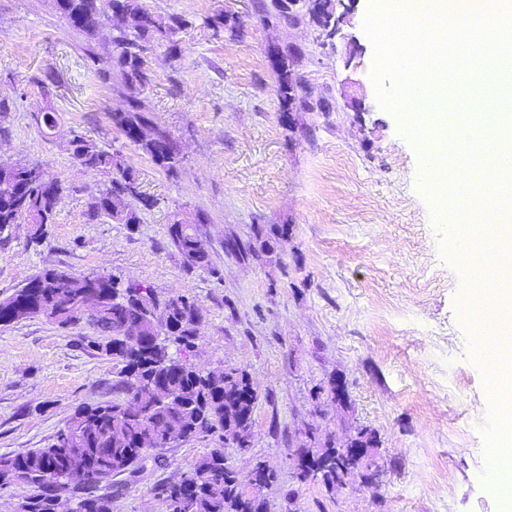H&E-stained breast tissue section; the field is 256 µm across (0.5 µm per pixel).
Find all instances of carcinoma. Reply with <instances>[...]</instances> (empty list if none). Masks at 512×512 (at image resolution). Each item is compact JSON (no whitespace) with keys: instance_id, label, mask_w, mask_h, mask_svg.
<instances>
[{"instance_id":"cac0c4a2","label":"carcinoma","mask_w":512,"mask_h":512,"mask_svg":"<svg viewBox=\"0 0 512 512\" xmlns=\"http://www.w3.org/2000/svg\"><path fill=\"white\" fill-rule=\"evenodd\" d=\"M54 6L89 42L97 38L103 25H109L112 72L126 99L123 110L110 113L112 125L152 164L177 175L183 157L172 133L152 116L145 93L150 83L146 58L153 44L165 43L169 64L175 65L181 57L175 36L186 21L152 13L141 0H106L104 7L99 0H54ZM258 17L266 25L302 21L297 15L271 12L265 0H259ZM208 24L216 31L227 26L238 31L241 26L238 16L224 12L210 17ZM297 62L298 53L288 50L274 67L284 112L290 105L299 110L304 107L300 96L288 93L300 80L294 70ZM71 151L74 162L85 171L112 174L109 183L91 195L90 219L105 216L128 227L140 223L132 201L148 209L154 200L142 193L138 173L123 156L78 135L71 140ZM63 191L60 181L37 164L0 161V231L24 221L34 225L30 241L39 243L46 227L55 223ZM206 222L201 211L191 218L177 212L166 234L187 269L214 273L210 252L199 238L198 226ZM286 242L288 226H258L247 243L228 240L224 249L245 261L272 257L283 251ZM88 295L97 299L92 311L84 309ZM154 312L167 314L161 333L148 322ZM31 318H44L61 327L88 325L95 335L85 337L87 347L124 368L112 384V400L78 407L45 447L0 456V481L5 483L12 474L22 472L35 490L21 504L23 512H55L63 494L73 501V512H112V493H99L100 484L124 474L129 479L141 476L151 453L174 442L215 435L221 441L232 438L240 449L249 447L254 385L243 368L204 372L191 361L202 323L197 302L186 297L162 298L137 281L100 273L77 277L63 268H50L0 300V325ZM125 334L137 335L142 343L135 347L122 343ZM172 346L180 356L170 354ZM146 378L165 387L172 399L162 405L153 393L141 390ZM126 397L136 399L140 408L130 410L124 403ZM77 467L86 471L81 483L72 482ZM183 488L190 494L184 512H268L265 500L242 492L236 473L225 464L222 448L202 456L183 476L182 484L160 483L155 493L170 506Z\"/></svg>"}]
</instances>
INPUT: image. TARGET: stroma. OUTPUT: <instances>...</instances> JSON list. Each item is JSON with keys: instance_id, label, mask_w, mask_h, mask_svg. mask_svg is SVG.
Segmentation results:
<instances>
[{"instance_id": "stroma-1", "label": "stroma", "mask_w": 512, "mask_h": 512, "mask_svg": "<svg viewBox=\"0 0 512 512\" xmlns=\"http://www.w3.org/2000/svg\"><path fill=\"white\" fill-rule=\"evenodd\" d=\"M143 3L188 23L177 66L162 46L148 58L154 118L184 149L175 177L112 128L109 114L124 98L118 80L99 76L111 65L110 28L101 27L89 64L85 37L53 0H0V98L14 101L0 118V161L41 165L65 188L40 244L29 243L27 224L6 229L0 299L61 266L195 300L203 320L194 363L246 368L257 387L253 447L233 461L244 473L257 460L273 469L272 512H502L485 456L494 402L473 360L465 273L443 249L446 224L420 186L421 153L378 101L368 0H356L330 46L307 25H261L255 0ZM222 11L242 19L239 34L208 27ZM276 47L299 50L308 92L339 111L282 116ZM45 71L56 82L44 91L33 79ZM40 111L56 114L55 131L38 125ZM77 135L138 172L154 205L140 209L134 228L89 218L90 195L110 176L73 161ZM176 210L206 214L213 270L187 271L169 244ZM272 224L288 227L279 256L242 262L225 252V239L245 242ZM89 333L43 318L0 326V455L44 447L78 406L111 400L118 368L81 348ZM337 374L349 385L348 408L315 415L310 389ZM307 423L329 433L373 429L381 488L330 493L298 483L288 454ZM218 445L205 436L157 449L145 478L113 493L112 512H166L154 485L178 481Z\"/></svg>"}]
</instances>
